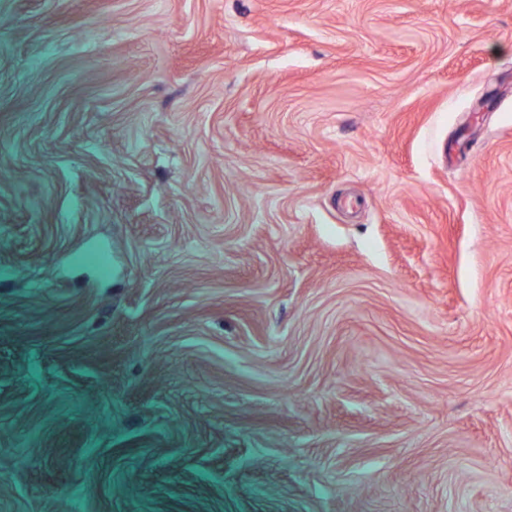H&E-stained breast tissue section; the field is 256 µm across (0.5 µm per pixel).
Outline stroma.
I'll return each instance as SVG.
<instances>
[{
    "label": "stroma",
    "instance_id": "35a3bbf8",
    "mask_svg": "<svg viewBox=\"0 0 512 512\" xmlns=\"http://www.w3.org/2000/svg\"><path fill=\"white\" fill-rule=\"evenodd\" d=\"M0 512H512V0H0Z\"/></svg>",
    "mask_w": 512,
    "mask_h": 512
}]
</instances>
